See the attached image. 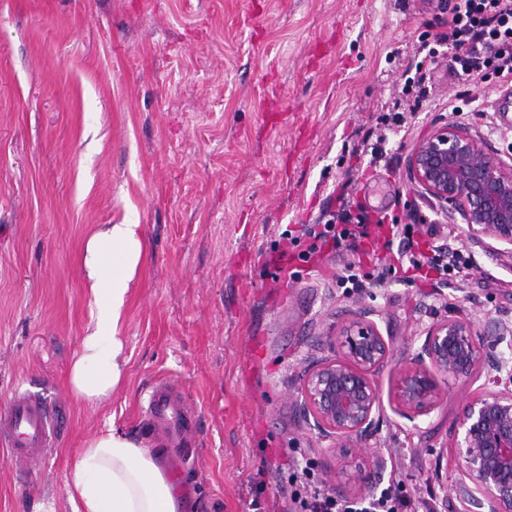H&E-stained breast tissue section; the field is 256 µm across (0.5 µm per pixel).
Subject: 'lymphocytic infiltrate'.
<instances>
[{"mask_svg":"<svg viewBox=\"0 0 512 512\" xmlns=\"http://www.w3.org/2000/svg\"><path fill=\"white\" fill-rule=\"evenodd\" d=\"M448 47L449 67L468 84L512 81V0H454L447 35L423 31L418 37L416 58L405 76L398 102L422 103L430 95L427 77L439 62L440 45ZM309 244L304 259L314 258L323 248L354 251L359 239L368 237L370 224L364 214L339 209L335 221L303 227ZM398 236L397 258L408 268H429L447 285L448 274L468 267L469 260L441 244L430 253L415 250L409 225H392ZM291 488L289 512H401L404 502L391 490L365 501L337 498L335 491L315 476L312 464L294 467L287 477Z\"/></svg>","mask_w":512,"mask_h":512,"instance_id":"f902f5d3","label":"lymphocytic infiltrate"}]
</instances>
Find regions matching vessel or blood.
<instances>
[{
  "mask_svg": "<svg viewBox=\"0 0 512 512\" xmlns=\"http://www.w3.org/2000/svg\"><path fill=\"white\" fill-rule=\"evenodd\" d=\"M146 413L152 425L170 440L182 471H189L198 454L192 445L198 414L182 391L171 381L156 382L148 392ZM61 422V415L54 413L41 396L23 391L0 411V445L13 460H33L51 447Z\"/></svg>",
  "mask_w": 512,
  "mask_h": 512,
  "instance_id": "1",
  "label": "vessel or blood"
}]
</instances>
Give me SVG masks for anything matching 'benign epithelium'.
<instances>
[{
  "label": "benign epithelium",
  "instance_id": "obj_1",
  "mask_svg": "<svg viewBox=\"0 0 512 512\" xmlns=\"http://www.w3.org/2000/svg\"><path fill=\"white\" fill-rule=\"evenodd\" d=\"M409 171L424 194L458 211L472 241L486 237L512 246V164L486 153L467 130L434 127L413 150ZM507 332L504 323L479 331L467 317L439 322L394 375L391 401L409 419L430 414L447 396V382L472 386L482 367L504 385L470 391L452 433L462 460L452 492L467 512H512V368L497 353ZM330 341L336 355L305 371L300 410L320 437L339 442L333 452L345 459L350 444L372 429L380 408L372 376L387 367L392 351L372 313L363 309Z\"/></svg>",
  "mask_w": 512,
  "mask_h": 512
}]
</instances>
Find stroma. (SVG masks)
Instances as JSON below:
<instances>
[{
  "instance_id": "1",
  "label": "stroma",
  "mask_w": 512,
  "mask_h": 512,
  "mask_svg": "<svg viewBox=\"0 0 512 512\" xmlns=\"http://www.w3.org/2000/svg\"><path fill=\"white\" fill-rule=\"evenodd\" d=\"M448 17V0H0V410L28 389L64 417L32 473L0 448V512L46 500L72 512L67 462L107 425L162 446L141 409L159 378L199 414L197 512H281L289 465L336 477L334 442L298 400L351 312L372 311L389 340L392 364L374 377L384 396L436 323L512 327V247L468 241L408 167L445 124L512 158V123L484 104L499 89L465 90L438 66L436 103L406 112L385 144L375 137L419 34L447 33ZM344 182L351 202L390 203L401 223L415 211L421 250L448 244L471 268L444 288L404 281L384 228L361 258L329 250L291 260L290 284L267 278L282 234L319 223ZM113 224L137 225L143 249L120 323L124 383L91 406L68 373L97 312L88 246ZM354 260L368 288H337ZM463 396L449 387L413 420L383 405L352 450L382 468L346 499L392 488L463 512L450 437Z\"/></svg>"
}]
</instances>
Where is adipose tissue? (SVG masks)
I'll use <instances>...</instances> for the list:
<instances>
[{
  "label": "adipose tissue",
  "instance_id": "obj_1",
  "mask_svg": "<svg viewBox=\"0 0 512 512\" xmlns=\"http://www.w3.org/2000/svg\"><path fill=\"white\" fill-rule=\"evenodd\" d=\"M114 254L121 261L115 273L106 267ZM141 255L142 242L134 224L112 225L96 235L90 246L97 313L69 373L72 390L88 404L109 398L122 383L124 339L119 321ZM64 485L73 512H187L189 508L174 496L157 451L112 425L90 436L76 451Z\"/></svg>",
  "mask_w": 512,
  "mask_h": 512
}]
</instances>
